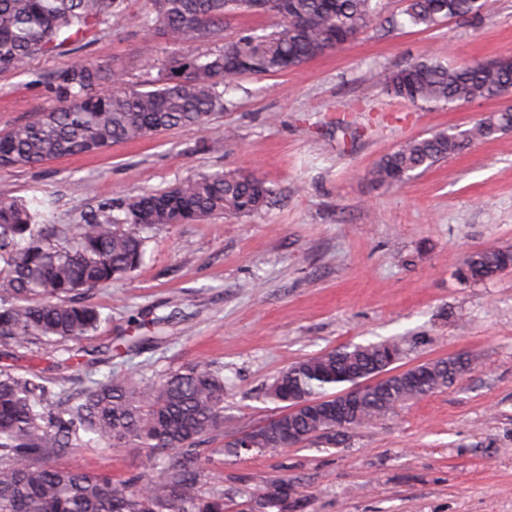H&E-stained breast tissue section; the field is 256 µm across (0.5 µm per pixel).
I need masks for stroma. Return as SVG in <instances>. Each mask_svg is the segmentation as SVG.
<instances>
[{
    "mask_svg": "<svg viewBox=\"0 0 512 512\" xmlns=\"http://www.w3.org/2000/svg\"><path fill=\"white\" fill-rule=\"evenodd\" d=\"M404 6L385 0L384 23L299 69L240 78L206 126L0 168V196L49 207L55 224L216 170L251 171L273 188L257 213L149 231L132 276L89 294L106 320L63 372L65 395L111 373L154 381L190 363L220 372L224 430L201 448L203 489L235 495L234 475L246 474L254 492L288 479L303 512H512V272L468 285L455 277L465 254L512 248V129L397 186L370 176L407 139L468 128L512 108V95L421 106L369 79L424 57H512V0H485L479 16L429 30L408 24ZM142 8L127 0L87 47L0 73V133L52 107L38 76L95 60L133 84L162 67L178 47L140 28ZM393 336L401 367L463 354L470 368L340 444L224 455L225 441L276 413L265 389L282 368ZM143 459L140 448L100 446L67 463L126 479Z\"/></svg>",
    "mask_w": 512,
    "mask_h": 512,
    "instance_id": "1",
    "label": "stroma"
}]
</instances>
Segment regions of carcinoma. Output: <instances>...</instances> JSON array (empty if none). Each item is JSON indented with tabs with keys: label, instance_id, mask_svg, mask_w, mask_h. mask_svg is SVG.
<instances>
[{
	"label": "carcinoma",
	"instance_id": "obj_1",
	"mask_svg": "<svg viewBox=\"0 0 512 512\" xmlns=\"http://www.w3.org/2000/svg\"><path fill=\"white\" fill-rule=\"evenodd\" d=\"M125 0H0V71L21 72L37 56L61 54L91 42ZM283 19L274 31L249 28L223 39L224 17L247 9L245 0H145V30H160L189 48L221 42L213 53L181 52L157 75L127 84L123 71L85 61L42 79L58 106L0 135V167L101 151L115 142L207 125L224 112V89L246 75L299 68L376 26L381 0H270ZM475 0H406L410 25L432 29L446 18L478 14ZM374 83L417 105L473 102L512 87V57L446 65L424 59L396 70H377ZM512 128V109L487 115L470 128L405 141L371 171L379 185L406 181L465 147ZM272 194L253 172L214 171L163 191L122 201L121 215L102 203L82 224H46L42 212L20 199L0 197V345L24 357L50 347L58 366L71 360L68 343L80 341L105 320L73 299L141 265L142 233L160 224H191L216 214L247 216ZM512 269V250L488 247L466 255L456 268L464 283L491 280ZM403 356L398 339L348 344L322 351L282 370L267 397L283 404L262 424L224 443L276 453L314 441L334 445L376 414L450 387L469 366L462 356L414 366L413 377L384 378ZM65 380L31 367L18 375L0 370V512H290L294 489L277 478L258 493L226 504L224 489H199V447L224 427V379L202 365L170 372L152 383L134 377L95 381L71 406L55 410L49 399ZM364 386L358 407L336 421L326 398L355 383ZM315 413L288 409L301 402ZM133 445L145 449L142 472L127 480L71 467L77 448Z\"/></svg>",
	"mask_w": 512,
	"mask_h": 512
}]
</instances>
